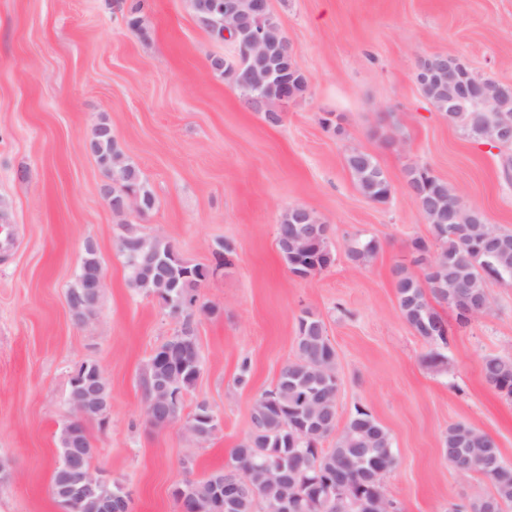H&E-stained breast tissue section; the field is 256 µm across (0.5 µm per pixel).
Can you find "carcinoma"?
<instances>
[{"label": "carcinoma", "instance_id": "cac0c4a2", "mask_svg": "<svg viewBox=\"0 0 512 512\" xmlns=\"http://www.w3.org/2000/svg\"><path fill=\"white\" fill-rule=\"evenodd\" d=\"M220 75L246 93L248 101L264 112L269 123L276 125L281 122V115L274 107L284 96L282 84L275 82L257 90L250 84L247 67L228 63ZM290 89L295 99L308 90V78L298 67L290 74ZM511 116L512 96L493 104L464 100L459 111L451 113L450 119L466 135L487 143L491 138L490 130L502 118ZM98 129L100 133L92 137L95 143L93 156L110 180L105 186L106 192L114 198L133 195L140 199L145 212H150L155 207L154 194L141 178L136 165L125 157L112 126L101 121ZM345 164L365 197L381 204L389 201L390 183L375 156L353 150L346 155ZM404 183L411 199L431 225L439 248L431 252L423 239L412 244L414 264L424 269L422 284L408 267L394 269L399 311L419 336L428 341L444 342L447 340L444 336L446 324L430 300L446 304L448 293L452 292L472 302L479 315L490 312L493 306L492 287L486 279L487 269L484 266L486 254L468 245V233L475 226L502 237L512 238V233L487 223L482 212L464 207L458 193L423 166L406 168ZM154 241L158 252L170 264L169 278L157 282L137 279L124 255L122 260L128 286L144 296H159L164 300L169 296L177 297L183 308H193L201 300L200 288L210 275L209 267L186 261L166 238L156 236ZM377 249L378 244L373 239H356L350 244L348 254L357 265L370 259ZM171 279L178 281V287H169ZM156 373L173 377L183 394L199 379L195 365L182 358L173 355L161 360L153 355L144 367L141 381L146 399L150 395L147 383ZM482 375L498 392L512 397V357H485ZM336 381V352L324 335V323L306 312L298 319L296 353L282 368L275 384L280 408L267 407L265 396L270 391L261 393L251 409V435L232 450L230 462L224 469L199 479L186 480L175 488L173 495L179 508L190 504L192 512H225L223 505L212 495V484L220 481L235 486L248 479L255 483L253 490L238 495L231 512H267L266 501L282 489V485L268 474L267 467L285 455L288 465L281 473V480L288 481V487L297 489L301 495V512H357L358 507L349 501L331 506L316 500L315 479L340 475L355 484L360 483L366 479L364 469L382 468L388 459L396 457V453L388 430L368 410L358 407L334 445L319 447L336 430ZM314 405L319 407L324 423L321 431L316 427H306L303 407ZM210 413L211 407L202 402L189 420V424L196 427L193 439L198 443L209 441L218 431L216 425L206 421ZM443 447L448 463L461 472H468L461 463L466 457L479 453L488 462L485 478L493 485L494 492L472 500L468 504L470 512H504V507L512 504V464L505 462L493 437L459 422L448 426Z\"/></svg>", "mask_w": 512, "mask_h": 512}]
</instances>
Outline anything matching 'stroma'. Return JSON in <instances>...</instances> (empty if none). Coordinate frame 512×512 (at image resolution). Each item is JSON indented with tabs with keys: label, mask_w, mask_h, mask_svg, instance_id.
<instances>
[{
	"label": "stroma",
	"mask_w": 512,
	"mask_h": 512,
	"mask_svg": "<svg viewBox=\"0 0 512 512\" xmlns=\"http://www.w3.org/2000/svg\"><path fill=\"white\" fill-rule=\"evenodd\" d=\"M142 4L146 35L126 15ZM309 90L267 124L243 93L209 68L234 58L189 0H0V512H63L51 490L59 432L72 417L78 365L98 364L111 388L105 420L85 428L94 469L120 484L131 512H179L173 491L221 470L245 438L254 399L271 389L295 353L298 318L319 317L336 351L339 422L368 409L390 432L396 468L383 477L401 512H450L492 493L486 478L443 454L449 424L493 436L512 463V397L481 375L488 355L512 356V285H494L490 313L459 323L437 310L446 343L418 336L399 313L392 270L411 244L434 236L404 183L423 166L488 223L512 232V180L493 148L449 125L422 95L415 73L433 54L460 58L478 77L512 84V0H270ZM107 120L156 204L115 214L107 177L84 147ZM339 121L335 135L325 120ZM376 157L391 184L379 205L358 189L344 158ZM302 205L329 224L334 262L293 276L276 226ZM166 237L190 262L210 267L201 296L216 305L196 319L202 373L179 423L151 427L140 376L179 324L136 294L115 241L123 224ZM374 238L369 263L347 246ZM233 251L225 261L219 242ZM106 271L97 313L77 322L66 292L86 243ZM249 363L247 384L236 381ZM221 418L196 443L183 429L198 403Z\"/></svg>",
	"instance_id": "1"
}]
</instances>
